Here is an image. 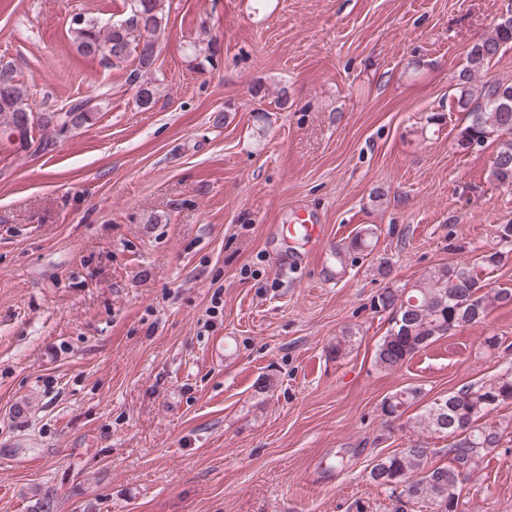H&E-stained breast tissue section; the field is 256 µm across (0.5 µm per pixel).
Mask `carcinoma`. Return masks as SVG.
I'll use <instances>...</instances> for the list:
<instances>
[{
    "instance_id": "cac0c4a2",
    "label": "carcinoma",
    "mask_w": 512,
    "mask_h": 512,
    "mask_svg": "<svg viewBox=\"0 0 512 512\" xmlns=\"http://www.w3.org/2000/svg\"><path fill=\"white\" fill-rule=\"evenodd\" d=\"M164 0H129V14L119 23L101 25L93 19L75 18L71 34L85 56H100L114 64L137 60L128 81L138 86L139 105L150 109L153 89L145 82L155 62L157 43L165 28ZM512 47V15L501 18L492 33L475 42L466 56L454 93L455 108L467 114L468 124L458 132V146L466 151L490 139L512 135V82L487 80L478 90L470 87L474 75L489 71L499 54ZM12 77L0 80V137L29 145L33 132L62 136L94 117L87 100L75 101L64 112H45L26 127L31 112L20 75L10 62L0 70ZM491 175L501 184H512V140L501 142L491 162ZM496 247L475 258L474 263H442L430 269L409 288L382 289L371 307L391 315V324L375 351L376 364L388 371L401 368L431 343L460 328L479 324L495 304H512V289L490 288L486 272L499 267L512 253V224L497 228ZM421 395L418 387H405L385 398L382 414L402 416ZM512 401V366L487 380L462 386L424 408L415 417L417 427L448 439V447L431 448L411 441L377 457L369 471L371 483L384 489L392 512H463V481L503 440L504 430L485 422L498 407ZM448 457V462L440 458Z\"/></svg>"
}]
</instances>
